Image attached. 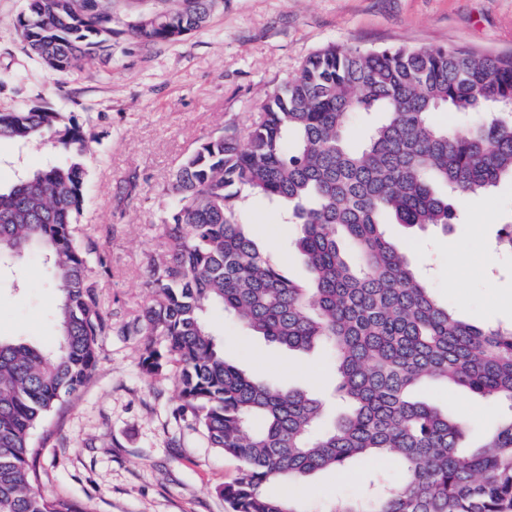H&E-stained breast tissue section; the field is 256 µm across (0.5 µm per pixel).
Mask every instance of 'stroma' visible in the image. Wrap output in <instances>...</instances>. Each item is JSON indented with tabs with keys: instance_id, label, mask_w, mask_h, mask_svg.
Returning a JSON list of instances; mask_svg holds the SVG:
<instances>
[{
	"instance_id": "35a3bbf8",
	"label": "stroma",
	"mask_w": 512,
	"mask_h": 512,
	"mask_svg": "<svg viewBox=\"0 0 512 512\" xmlns=\"http://www.w3.org/2000/svg\"><path fill=\"white\" fill-rule=\"evenodd\" d=\"M25 0H0V71L26 68L28 79L0 83V112L34 103L66 113L91 145L85 160L80 230L105 239L109 275L102 290L112 334L100 346L86 384L65 397L34 432L43 488L92 512H231L222 490L238 476L234 457L175 420V369L142 373L143 339L131 335L152 290L145 261L165 228L158 189L203 142L226 133L245 137L267 95L329 45L381 48L450 46L512 55V0H224L209 26L180 40L139 45L113 26L112 61L59 76L29 58L17 33ZM61 160L52 140L0 143V185ZM255 240L271 248L288 276L308 272L294 247L296 227L266 201L247 197ZM512 225V180L471 199L447 232L390 227L394 241L429 277L436 297L466 321L512 325V254L497 247ZM59 292L45 268L27 257L0 270V338L44 345L58 341L52 304ZM224 357L249 374L330 398L335 375L324 348L300 354L246 334L213 314ZM429 403L467 413L477 443L505 415L503 406L470 391L432 385ZM370 465L355 458L342 473L320 472L300 487L268 484L313 507L358 494Z\"/></svg>"
}]
</instances>
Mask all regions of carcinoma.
<instances>
[{
  "label": "carcinoma",
  "instance_id": "carcinoma-1",
  "mask_svg": "<svg viewBox=\"0 0 512 512\" xmlns=\"http://www.w3.org/2000/svg\"><path fill=\"white\" fill-rule=\"evenodd\" d=\"M120 0H27L18 31L30 57L60 75L111 57ZM123 33L142 45L205 28L224 0H147ZM380 112L363 142L355 118ZM439 112L481 115L441 124ZM512 56L454 47L335 45L307 57L269 94L246 144L219 135L190 154L159 191L162 251L147 255L153 295L132 332L145 337L147 375L178 365L175 416H191L214 448L240 463L224 486L232 512H306L269 495L353 458L395 461L327 512H512V413L466 448L468 422L413 397L442 381L512 409V327L478 326L440 303L386 224L448 231L471 198L512 179ZM65 116L36 105L0 112V141L51 134L66 160L0 191V265L25 255L47 267L60 301L54 349L0 339V512H92L39 488L32 431L78 391L112 335L104 310V248L76 230L90 151ZM295 224L310 279L291 280L242 219L241 190ZM357 256L348 262L339 240ZM219 307L245 331L290 350L330 351L348 412L326 418L302 390L257 379L224 358L205 314ZM166 340V354L152 337Z\"/></svg>",
  "mask_w": 512,
  "mask_h": 512
}]
</instances>
